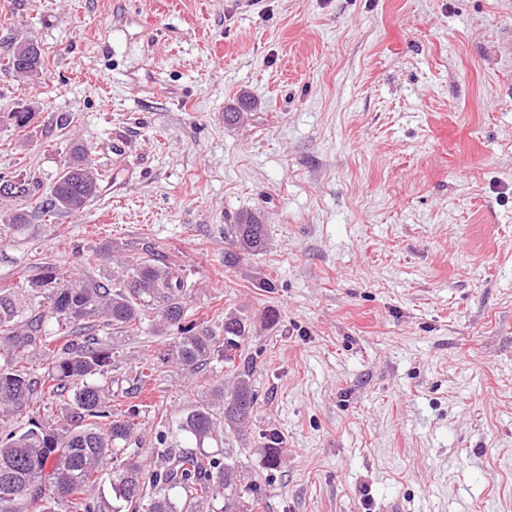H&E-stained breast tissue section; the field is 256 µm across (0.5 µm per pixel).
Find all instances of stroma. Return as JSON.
Segmentation results:
<instances>
[{
    "label": "stroma",
    "instance_id": "35a3bbf8",
    "mask_svg": "<svg viewBox=\"0 0 512 512\" xmlns=\"http://www.w3.org/2000/svg\"><path fill=\"white\" fill-rule=\"evenodd\" d=\"M29 38L41 76L0 70V175L46 195L81 144L106 178L49 220L0 198L29 214L0 286L47 262L112 285L114 256L155 255L198 328L246 325L196 372L153 319L114 334L100 382L139 410L132 452L153 464L245 372L235 512H512V0H0V57ZM246 213L267 248L225 267Z\"/></svg>",
    "mask_w": 512,
    "mask_h": 512
}]
</instances>
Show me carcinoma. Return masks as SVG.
Listing matches in <instances>:
<instances>
[{"mask_svg":"<svg viewBox=\"0 0 512 512\" xmlns=\"http://www.w3.org/2000/svg\"><path fill=\"white\" fill-rule=\"evenodd\" d=\"M88 165L86 151L75 148L40 202V212L84 208L99 189V178ZM26 224L24 209L0 214V238ZM225 234L231 240L224 251L226 267L267 247L266 226L253 214L240 215ZM122 268V282L113 289L92 279H73L54 265L42 266L32 278L43 292L41 309L34 311L24 296L0 288V428L14 416L30 414L39 388L47 389L51 399L69 396L70 406L62 428L11 430L0 443V512H30L35 505L52 512L50 504L59 498L67 501L69 512H97L85 494L109 464L112 496L127 512H229L238 497V469L203 447L207 441H222L221 425H239L251 416L256 393L249 375H241L229 393L215 387L211 399L195 404L181 419L178 429L195 441V448L187 450L172 441L170 431H159L157 461L147 469L128 453L137 432L136 407L121 416L112 414L110 390L97 383L112 366V346L90 330H133L152 309L163 327L179 333L170 346L171 358L195 370L216 354L233 362L245 335L244 322H224V344L218 346L189 321L187 299L193 285L179 270L142 257L122 262ZM60 339L62 346H55ZM31 351L45 360L37 378L18 368Z\"/></svg>","mask_w":512,"mask_h":512,"instance_id":"obj_1","label":"carcinoma"}]
</instances>
